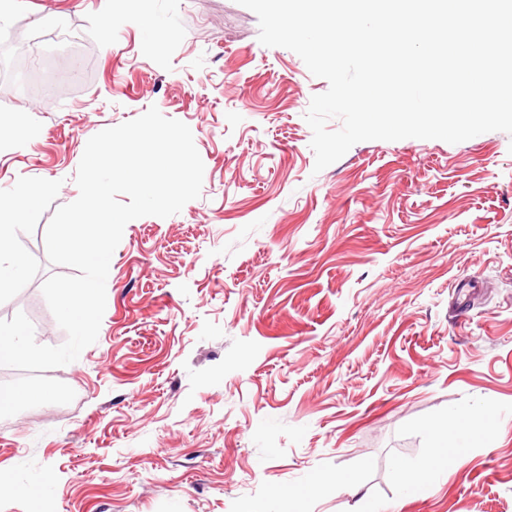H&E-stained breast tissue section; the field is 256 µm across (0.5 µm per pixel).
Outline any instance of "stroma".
<instances>
[{
  "label": "stroma",
  "mask_w": 512,
  "mask_h": 512,
  "mask_svg": "<svg viewBox=\"0 0 512 512\" xmlns=\"http://www.w3.org/2000/svg\"><path fill=\"white\" fill-rule=\"evenodd\" d=\"M120 0H23L0 20V196L46 184L11 246L0 319L66 334L41 286L45 230L87 141L150 107L189 126L199 198L127 223L96 342L0 390V512H512V136L371 140L315 171L305 114L328 90L258 40L237 0H143L171 26L111 27ZM78 83L28 91L40 36ZM466 405L490 443L417 489L428 429ZM357 474L358 492L316 482Z\"/></svg>",
  "instance_id": "35a3bbf8"
}]
</instances>
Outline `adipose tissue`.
I'll return each instance as SVG.
<instances>
[{"mask_svg": "<svg viewBox=\"0 0 512 512\" xmlns=\"http://www.w3.org/2000/svg\"><path fill=\"white\" fill-rule=\"evenodd\" d=\"M490 421L472 420L465 410H457L454 426L437 425L432 429L433 453L415 472L414 484H426L438 473L459 467L461 449L470 447L473 441L494 435Z\"/></svg>", "mask_w": 512, "mask_h": 512, "instance_id": "adipose-tissue-1", "label": "adipose tissue"}]
</instances>
